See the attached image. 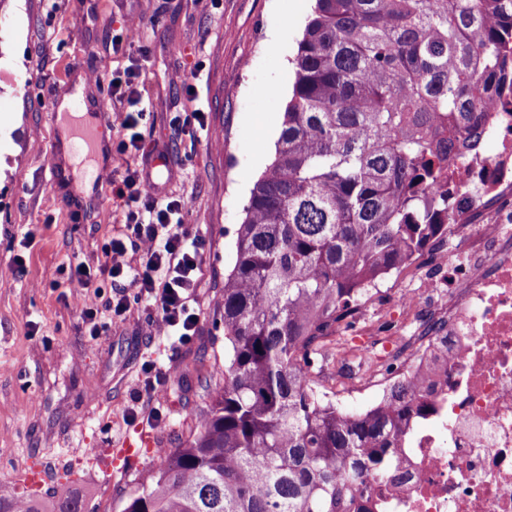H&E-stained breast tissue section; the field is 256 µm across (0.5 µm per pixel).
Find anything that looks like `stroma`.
Listing matches in <instances>:
<instances>
[{"label": "stroma", "instance_id": "1", "mask_svg": "<svg viewBox=\"0 0 512 512\" xmlns=\"http://www.w3.org/2000/svg\"><path fill=\"white\" fill-rule=\"evenodd\" d=\"M312 0H0V494L23 492L33 469H50L40 489L69 488L83 512H120L155 465L179 447L224 388V276L235 229L254 181L271 163L291 95L293 59ZM141 19L134 43L126 17ZM138 64L147 112L146 150L171 169L163 193L187 201L183 221L201 238L196 290L201 325L189 344L153 334L145 303L87 335L76 284L62 266H97L119 236L125 206L113 197L130 159L116 144L127 98L111 96L93 73ZM25 74L17 91L11 75ZM87 78L86 117L103 154L91 183L74 176L70 137L51 103ZM109 110L97 114L99 98ZM201 109L203 120L193 111ZM112 210L96 221L95 203ZM25 251L24 272L9 257ZM162 382L150 398L161 420L131 416L145 364ZM131 443L126 458L110 451Z\"/></svg>", "mask_w": 512, "mask_h": 512}]
</instances>
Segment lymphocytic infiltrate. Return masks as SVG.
I'll list each match as a JSON object with an SVG mask.
<instances>
[{"label":"lymphocytic infiltrate","instance_id":"lymphocytic-infiltrate-1","mask_svg":"<svg viewBox=\"0 0 512 512\" xmlns=\"http://www.w3.org/2000/svg\"><path fill=\"white\" fill-rule=\"evenodd\" d=\"M143 117L140 111L127 113L123 127L130 135L116 145L118 154L134 160L112 188L113 195L126 206L125 232L104 244L103 264H69L68 278L83 288L100 278L110 280L116 288L112 310L118 315L129 308L124 287L135 288L138 299L151 310L154 332L187 343L197 336L200 323L195 300L201 273L198 239L182 220L185 200L160 196L146 164L139 161L143 145L135 128ZM130 244L142 255L141 263L135 267L121 261Z\"/></svg>","mask_w":512,"mask_h":512}]
</instances>
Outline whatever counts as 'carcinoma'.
I'll list each match as a JSON object with an SVG mask.
<instances>
[{
  "label": "carcinoma",
  "mask_w": 512,
  "mask_h": 512,
  "mask_svg": "<svg viewBox=\"0 0 512 512\" xmlns=\"http://www.w3.org/2000/svg\"><path fill=\"white\" fill-rule=\"evenodd\" d=\"M273 162L224 276V389L121 512H374L431 408L415 376L349 411L313 373L349 305L448 232L450 161L481 149L512 79V0H314ZM0 512H81L63 489Z\"/></svg>",
  "instance_id": "obj_1"
}]
</instances>
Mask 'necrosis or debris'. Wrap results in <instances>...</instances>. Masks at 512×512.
<instances>
[{
    "label": "necrosis or debris",
    "mask_w": 512,
    "mask_h": 512,
    "mask_svg": "<svg viewBox=\"0 0 512 512\" xmlns=\"http://www.w3.org/2000/svg\"><path fill=\"white\" fill-rule=\"evenodd\" d=\"M485 135L496 150L445 177L458 194L448 236L416 270L432 297L398 289L411 321L395 329L390 363L336 385L337 407L367 410L393 383L435 371L434 410L408 430L396 480L364 489L377 512H512V102L496 101Z\"/></svg>",
    "instance_id": "1"
}]
</instances>
